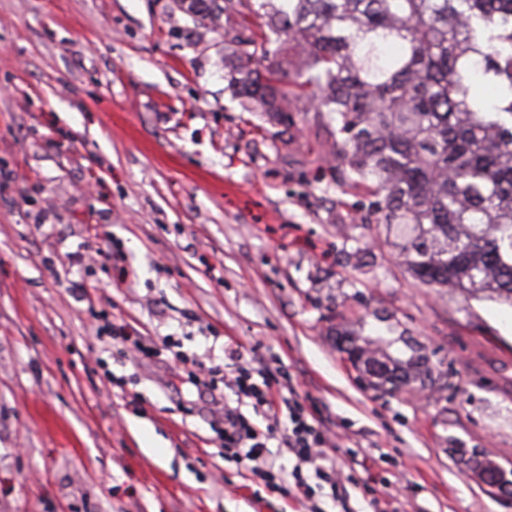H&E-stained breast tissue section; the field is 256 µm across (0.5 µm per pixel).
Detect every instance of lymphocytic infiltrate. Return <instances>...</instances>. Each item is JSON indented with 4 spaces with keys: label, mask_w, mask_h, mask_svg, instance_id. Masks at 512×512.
Instances as JSON below:
<instances>
[{
    "label": "lymphocytic infiltrate",
    "mask_w": 512,
    "mask_h": 512,
    "mask_svg": "<svg viewBox=\"0 0 512 512\" xmlns=\"http://www.w3.org/2000/svg\"><path fill=\"white\" fill-rule=\"evenodd\" d=\"M230 356L238 362L230 374H222L217 366L208 370L211 400L224 405L225 449L262 464L268 440L275 439L293 460L290 475L296 486H303L307 471L320 482L336 486L342 466L327 452L330 441L324 421L309 416L299 402L287 398L290 383L280 381L270 370L242 365L240 350H231ZM227 389L235 395V403L225 402ZM242 402L251 404L255 419L239 411Z\"/></svg>",
    "instance_id": "lymphocytic-infiltrate-1"
}]
</instances>
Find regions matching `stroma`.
Segmentation results:
<instances>
[{"label":"stroma","mask_w":512,"mask_h":512,"mask_svg":"<svg viewBox=\"0 0 512 512\" xmlns=\"http://www.w3.org/2000/svg\"><path fill=\"white\" fill-rule=\"evenodd\" d=\"M240 21L0 0V512H365L368 485L394 512H512L472 470L512 469V306L408 271L328 169L333 114L243 108ZM343 331L428 380L368 387ZM234 341L356 452L335 498L252 474L210 427L223 404L173 393L177 355L222 367Z\"/></svg>","instance_id":"35a3bbf8"}]
</instances>
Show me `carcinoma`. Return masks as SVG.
<instances>
[{
	"label": "carcinoma",
	"instance_id": "carcinoma-1",
	"mask_svg": "<svg viewBox=\"0 0 512 512\" xmlns=\"http://www.w3.org/2000/svg\"><path fill=\"white\" fill-rule=\"evenodd\" d=\"M176 5L214 26L243 16L230 76L244 106L283 125L299 98L336 115V169L374 198L415 278L512 306V0ZM338 344L371 387L397 392L426 374L412 357ZM476 464L487 484L512 485V470Z\"/></svg>",
	"mask_w": 512,
	"mask_h": 512
}]
</instances>
